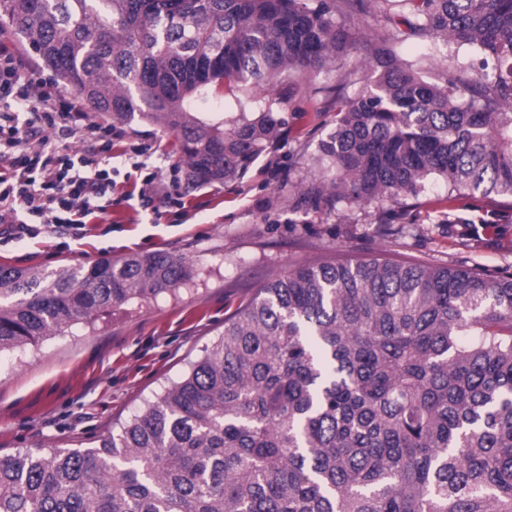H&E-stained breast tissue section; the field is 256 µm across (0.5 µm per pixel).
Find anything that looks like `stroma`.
Listing matches in <instances>:
<instances>
[{
    "label": "stroma",
    "mask_w": 512,
    "mask_h": 512,
    "mask_svg": "<svg viewBox=\"0 0 512 512\" xmlns=\"http://www.w3.org/2000/svg\"><path fill=\"white\" fill-rule=\"evenodd\" d=\"M0 45L54 93L63 88L12 28ZM326 76L291 92L278 86L285 127L239 180L184 191L172 180L175 138L134 118L118 122L112 148V205L68 234L14 230L0 263L54 270L104 258L167 251L186 256L190 281L171 294L136 300L34 345L0 353V455L91 448L177 381L224 332V319L272 276L305 264L391 258L512 272V199L464 198L463 221H448L442 182L381 206L314 207L299 189L319 183L317 144L336 120ZM149 145L140 161L133 142Z\"/></svg>",
    "instance_id": "35a3bbf8"
}]
</instances>
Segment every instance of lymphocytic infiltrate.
Returning a JSON list of instances; mask_svg holds the SVG:
<instances>
[{
	"label": "lymphocytic infiltrate",
	"instance_id": "lymphocytic-infiltrate-1",
	"mask_svg": "<svg viewBox=\"0 0 512 512\" xmlns=\"http://www.w3.org/2000/svg\"><path fill=\"white\" fill-rule=\"evenodd\" d=\"M91 139L94 153L46 138ZM112 125L87 121L78 102L39 91L33 74L0 48V158L11 175L0 179V224L85 223L111 205Z\"/></svg>",
	"mask_w": 512,
	"mask_h": 512
}]
</instances>
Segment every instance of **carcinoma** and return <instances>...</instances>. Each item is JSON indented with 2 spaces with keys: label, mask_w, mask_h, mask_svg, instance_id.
Wrapping results in <instances>:
<instances>
[{
  "label": "carcinoma",
  "mask_w": 512,
  "mask_h": 512,
  "mask_svg": "<svg viewBox=\"0 0 512 512\" xmlns=\"http://www.w3.org/2000/svg\"><path fill=\"white\" fill-rule=\"evenodd\" d=\"M389 26L336 94L315 206L512 198V0H370ZM335 0H0L65 88L171 132L189 187L243 177L278 102L199 112L231 85L292 92L356 44ZM443 83L395 55L403 32ZM477 51L463 63L458 49ZM171 252L56 271L0 264V352L173 293ZM0 512H512V273L393 259L278 274L200 359L95 448L0 455Z\"/></svg>",
  "instance_id": "cac0c4a2"
}]
</instances>
